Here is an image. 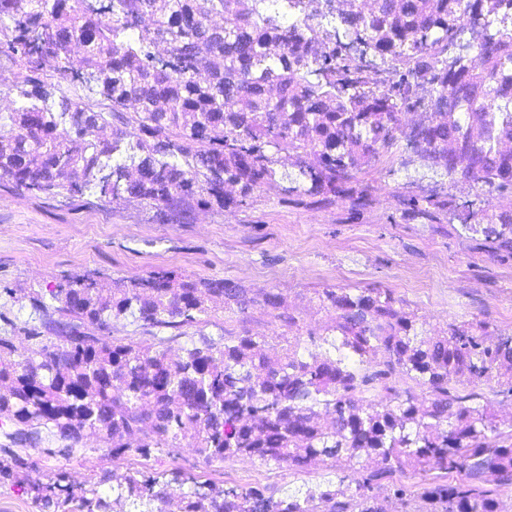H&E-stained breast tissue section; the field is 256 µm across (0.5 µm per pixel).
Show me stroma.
<instances>
[{"instance_id":"obj_1","label":"stroma","mask_w":512,"mask_h":512,"mask_svg":"<svg viewBox=\"0 0 512 512\" xmlns=\"http://www.w3.org/2000/svg\"><path fill=\"white\" fill-rule=\"evenodd\" d=\"M296 166L279 169L280 193L255 191L247 208L237 210L234 223L212 210L213 222H195L198 204L182 214H164L151 203L137 209L125 201L101 200L95 190L71 195H45L0 179V336L14 343L15 358L27 352L18 343L27 339L40 319L31 308L20 307L7 289L27 293L48 291L66 279L93 274L108 279L141 277L155 269L224 279L242 289L265 285L282 294L294 289L308 294L321 287L320 273L341 268L346 289L387 288L411 308L431 316L460 320L484 319L503 336H512V259L500 260L476 249L464 232H438L427 224H408L401 217L402 201L447 185L445 170L414 169L401 140L390 142L380 158L355 173L354 184L369 197H389V204L361 208L350 202L332 204L289 193ZM483 290L470 292L471 280ZM247 320L222 312L188 327L185 335L166 342L169 350H184L201 338L217 340L225 332H241ZM18 453L24 466L0 484V512H34L35 484H49L58 472L82 469L100 478L101 495L112 493V445L107 439L79 441L62 435L37 446L21 442L12 424L0 427V459ZM150 470L189 469L202 477L223 474L227 486L253 488L276 499L314 482L339 483L329 459L317 470L288 463L257 461L254 472L238 471L234 459L210 462L187 446L151 449Z\"/></svg>"}]
</instances>
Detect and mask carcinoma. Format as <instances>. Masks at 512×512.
<instances>
[{
    "label": "carcinoma",
    "instance_id": "carcinoma-1",
    "mask_svg": "<svg viewBox=\"0 0 512 512\" xmlns=\"http://www.w3.org/2000/svg\"><path fill=\"white\" fill-rule=\"evenodd\" d=\"M85 0H27L0 11V53L16 69V84L25 99L8 129L0 128V178L46 195L64 189L80 191L93 186L100 196L117 201L139 196L170 213L182 212L195 196L219 209L249 205L256 188L277 189L274 154L311 152L315 164L302 159V184L294 190L320 194L323 201L348 199L362 204L364 191L352 186L351 171L359 165L349 150L356 124L366 126L364 138L372 154L388 145L381 132L388 129L398 101L405 98L424 71L409 67L401 81L384 97H376L352 81L339 86L336 59L322 58L315 65L328 81L308 87V99L299 101L284 89L270 102L263 97L254 67L257 47L264 39L257 26L250 35L225 38L208 32L209 11L224 7V0H173L161 28L173 45L175 59L191 60L217 49L228 65L250 78L254 96L251 111L237 115L224 97V80L201 88L185 75V67L161 66L144 39H132L122 28L121 14L136 10L135 0H108V11L91 13ZM482 0H407L408 14H422L442 29L396 24L388 15L363 21L381 55L399 52L441 61L448 51L450 19L458 10L478 12ZM86 45L78 71L100 84L98 98L110 102L106 111L51 112L46 101V80L68 71L72 42ZM512 66V41H489L472 66L447 74V89L463 103L482 96L492 100L509 88L495 82L499 70ZM130 91L147 103L139 112H125L122 98ZM292 111L284 129L273 113ZM98 121L112 127V141L80 144L79 127ZM454 135L469 151L466 174L484 178L499 188H512V164L493 163L490 150L468 141L459 128L431 129L426 140ZM139 152L130 165H109L120 142ZM135 168L138 176L128 172ZM237 187L224 193V184ZM448 195L412 196L403 202L402 217L412 223L441 224L451 211ZM461 228L472 233L477 248L493 257L512 255V212L485 214L470 211ZM219 298L224 311L244 313L249 304L237 288L224 280H196L167 270L145 277L105 280L87 275L66 280L45 294L27 295L33 311L42 314L43 326L56 340L32 331L29 357L14 359L12 344L0 336V420L30 428L38 443L42 434L59 432L78 439L83 432H106L112 438V461L121 459L122 439L142 426L153 429V447L174 448L183 440L210 460L222 461L240 452H252L264 461L298 463L313 454L331 459L336 467L353 473L354 491L342 501L330 484L315 492L305 489L285 498L264 497L256 490L217 491L220 512H380L372 481L409 467L419 473H464V479L441 484L433 481L417 493L418 512H508L496 491L488 487L512 485V432L506 434L490 413V404L475 387L491 380L501 369L497 384L512 395V337L484 345L482 332L472 328L458 336L432 337L414 319L390 326L373 314L382 313L394 300L388 288L346 292L338 301L342 319L357 333L352 352L334 338L335 357L310 361L283 347L280 364L261 377H252L247 356L252 346L267 344L262 336L239 333L222 341L204 340L187 350L178 366L164 358L162 342L105 340L95 331L110 320L127 315L158 329L179 330L201 322L204 297ZM401 378L394 404L381 412L371 405L376 392ZM427 390L431 407L424 416L412 405L413 395ZM324 405L336 413L339 435L319 434L312 409ZM249 418L265 423L262 440L243 424ZM307 441L308 447L294 443ZM352 448H365L366 458H355ZM112 488V499L140 502L146 512H164L155 491L160 479L182 481L173 470L161 477L140 478ZM38 512H102L108 500L99 495L98 482L74 489L65 474L34 488Z\"/></svg>",
    "mask_w": 512,
    "mask_h": 512
}]
</instances>
